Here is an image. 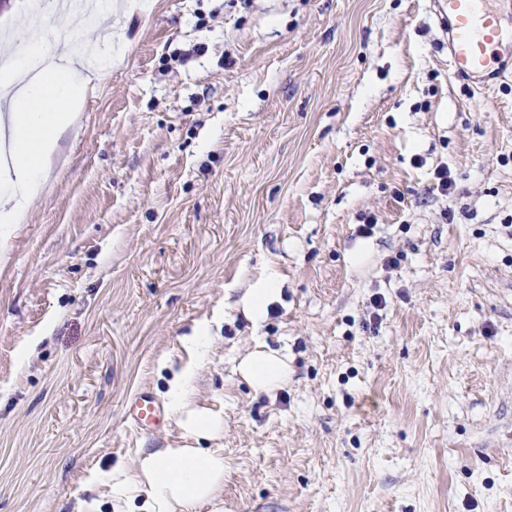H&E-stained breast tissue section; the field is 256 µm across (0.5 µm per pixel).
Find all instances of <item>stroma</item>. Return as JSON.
Listing matches in <instances>:
<instances>
[{"label":"stroma","instance_id":"1","mask_svg":"<svg viewBox=\"0 0 512 512\" xmlns=\"http://www.w3.org/2000/svg\"><path fill=\"white\" fill-rule=\"evenodd\" d=\"M113 2L0 248V512H74L179 439L126 405L199 358L223 512H512V81L453 78L433 0ZM260 344L291 368L268 394L237 370ZM278 290L277 283L272 278L262 284L260 288L248 289L243 299V307L253 322L258 323L265 317L268 304Z\"/></svg>","mask_w":512,"mask_h":512}]
</instances>
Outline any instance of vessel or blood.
<instances>
[{
  "mask_svg": "<svg viewBox=\"0 0 512 512\" xmlns=\"http://www.w3.org/2000/svg\"><path fill=\"white\" fill-rule=\"evenodd\" d=\"M497 0H437L436 17L448 32V63L453 77L471 81L478 90L512 79V13ZM139 429L156 427L164 418L159 401L140 391L127 407Z\"/></svg>",
  "mask_w": 512,
  "mask_h": 512,
  "instance_id": "b4317fda",
  "label": "vessel or blood"
}]
</instances>
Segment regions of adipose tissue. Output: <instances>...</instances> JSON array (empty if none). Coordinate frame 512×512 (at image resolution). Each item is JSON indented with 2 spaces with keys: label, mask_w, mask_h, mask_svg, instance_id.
Listing matches in <instances>:
<instances>
[{
  "label": "adipose tissue",
  "mask_w": 512,
  "mask_h": 512,
  "mask_svg": "<svg viewBox=\"0 0 512 512\" xmlns=\"http://www.w3.org/2000/svg\"><path fill=\"white\" fill-rule=\"evenodd\" d=\"M47 30L29 36L0 68V94L10 102L0 116L9 131V155L0 159V239L24 223L42 196L54 167L60 139L75 124L104 66L87 67L71 52L47 45ZM199 363L182 367L167 397L182 431L180 446L141 452L132 466L112 471L113 512H196L219 504L224 493L223 417L194 398ZM238 370L251 387L270 393L289 376L288 357L264 346L254 349Z\"/></svg>",
  "instance_id": "ef3b65f1"
}]
</instances>
